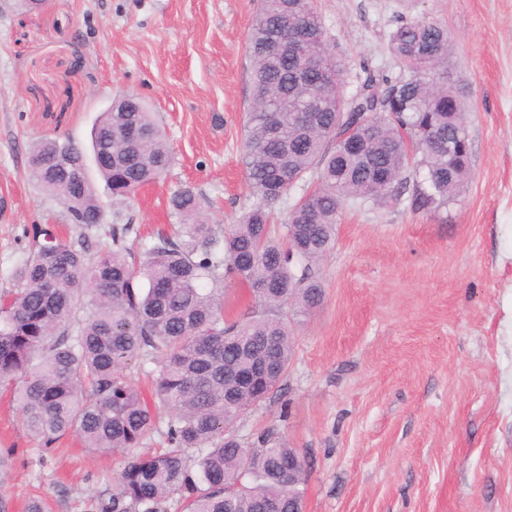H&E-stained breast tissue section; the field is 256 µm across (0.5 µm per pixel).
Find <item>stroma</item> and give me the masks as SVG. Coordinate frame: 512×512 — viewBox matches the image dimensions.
Listing matches in <instances>:
<instances>
[{"label": "stroma", "mask_w": 512, "mask_h": 512, "mask_svg": "<svg viewBox=\"0 0 512 512\" xmlns=\"http://www.w3.org/2000/svg\"><path fill=\"white\" fill-rule=\"evenodd\" d=\"M258 0H0V291L26 230L85 231L27 176L41 136L88 146L112 100L138 94L165 127L164 178L128 199L91 179L109 224L149 240L191 189L216 228L257 203L243 164L251 98L246 35ZM354 94L364 71L394 76L400 21L447 28L448 69L469 103L472 175L439 209L410 193L344 206L318 265L320 306L290 318L293 358L271 398L237 420L305 455L306 512H512V0H317ZM0 512H95L127 453L67 437L50 451L0 392Z\"/></svg>", "instance_id": "obj_1"}]
</instances>
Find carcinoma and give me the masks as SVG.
<instances>
[{
    "instance_id": "obj_1",
    "label": "carcinoma",
    "mask_w": 512,
    "mask_h": 512,
    "mask_svg": "<svg viewBox=\"0 0 512 512\" xmlns=\"http://www.w3.org/2000/svg\"><path fill=\"white\" fill-rule=\"evenodd\" d=\"M308 43L298 52L269 43L288 22ZM390 48L404 65L395 77H370L359 101L344 96L345 66L329 50L315 0H260L246 36L252 95L244 124V164L252 192L267 205L306 176L319 187L297 202L288 223H270L256 206L217 232L205 223L190 189L170 197L176 223L127 246L132 224H113L90 255L40 224L26 231L28 249L0 294V385L13 386L23 424L45 449L68 435L86 448H139L161 432L165 447L131 458L96 512H288V494L305 499L308 468L288 472L300 455L274 431L251 451L234 422L278 391L293 344L288 308L308 311L322 298L317 264L333 249L336 218L347 203L379 207L419 166L413 182L420 208L457 198L470 175L467 157L448 163L442 135L470 150L462 89L448 84L447 29L402 21ZM317 60L321 83L298 84L294 73ZM113 103L91 132L99 174L112 196L130 198L158 181L171 163L164 129L140 98ZM315 110L306 125L301 113ZM141 137L130 140L124 129ZM83 152L43 137L30 149L28 176L66 206L73 223L104 224V205L86 176L44 165ZM246 286L266 310L224 318V282ZM210 287L205 288L203 284ZM154 365L152 397L165 410L156 426L150 402L129 372L134 360Z\"/></svg>"
}]
</instances>
